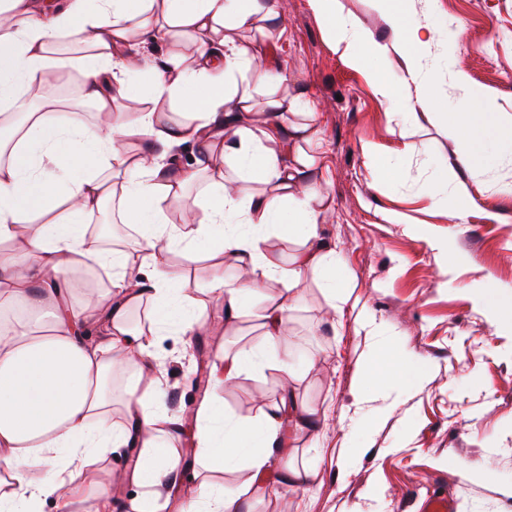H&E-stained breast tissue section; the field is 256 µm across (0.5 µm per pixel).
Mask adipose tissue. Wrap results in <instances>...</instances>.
Masks as SVG:
<instances>
[{
  "label": "adipose tissue",
  "instance_id": "obj_1",
  "mask_svg": "<svg viewBox=\"0 0 512 512\" xmlns=\"http://www.w3.org/2000/svg\"><path fill=\"white\" fill-rule=\"evenodd\" d=\"M312 2L349 61L396 51L405 81L425 85L408 48L429 34L409 26L405 0H380L393 33L388 44L357 31L337 0ZM238 30L254 32V41L236 40ZM179 34L195 44L190 57L171 54L150 64L128 51L132 42L166 44ZM283 34L274 0H62L54 7L0 0V142L11 145L10 159L0 163V308L26 310L0 330V512H41L49 499L68 512L79 490L67 472L95 467L127 446L138 448V464L117 478L146 491L128 500L124 512H164V490L175 486L179 468L163 441L184 422L158 407L163 388L149 348L170 326L192 333L205 324L202 301L167 269L169 249L182 247L190 259H229L240 280L227 285L216 271L209 292L223 298L227 320L256 317L272 340L287 338L307 280L332 294L347 288L336 249L320 231L331 200L314 179L321 164L313 149L314 104L305 92L286 91L282 69L260 64L266 43ZM67 36L88 47L79 58L82 93L103 122L87 123L77 112L52 122L27 107L32 89L52 84ZM251 68L259 75L256 90L239 88L238 74ZM118 95L164 102L184 117L146 110L131 123L112 109ZM488 99L487 92H472L465 111L448 113L435 111L426 95L395 100L410 119L427 121L454 142L425 194L436 205L450 198L458 224L474 205L460 169L492 160L479 147L481 134L494 135L499 153H512V113L492 109ZM133 135L144 140L134 154L126 146ZM202 172L205 189L188 197L186 186ZM252 180L263 190H243ZM109 196L138 234L135 253L102 247L87 234ZM172 205L204 216L168 224ZM240 224L287 233L299 250L288 258L268 251L262 237L240 235ZM90 268L106 270L109 287L99 309L86 314L57 283ZM473 292L497 331L512 333V294L488 277ZM142 303L146 322L131 326L127 311ZM118 348L124 357L109 360ZM119 364L131 369L135 383L125 418L116 423L110 379ZM318 424L313 410L287 395L257 421L232 423L223 439L198 434L197 454L217 466L244 458L259 476L283 451L285 435ZM47 464L54 473L35 477Z\"/></svg>",
  "mask_w": 512,
  "mask_h": 512
}]
</instances>
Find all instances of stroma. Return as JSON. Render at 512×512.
Instances as JSON below:
<instances>
[{"label":"stroma","instance_id":"obj_1","mask_svg":"<svg viewBox=\"0 0 512 512\" xmlns=\"http://www.w3.org/2000/svg\"><path fill=\"white\" fill-rule=\"evenodd\" d=\"M277 4L285 32L269 58L316 105L323 138L319 181L331 198L325 233L353 280L344 318L334 326L320 284L307 282L287 341L273 348L299 372L294 394L317 412V432L290 442L264 479L253 480L241 464L208 478L246 489L242 512H420L435 491L453 496L454 512H512V335L485 320L468 289L485 276L512 288V160L460 171L475 206L465 223H451L423 190L452 141L430 125L401 139L402 119L370 75L378 70L399 96L417 97L416 86L402 81L401 57L390 54L370 69L353 64L335 51L310 0ZM340 4L357 28L391 41L375 0ZM406 9L412 26L443 31L418 50L422 70L434 78L440 111L462 106L470 90L482 89L497 110L512 113V0H408ZM459 73L465 83L456 81ZM369 140L400 170L377 188L361 153ZM387 211L401 214L403 223L386 222ZM94 222L102 245L135 249L138 236L121 224L111 201H103ZM432 236L448 239L464 256L456 275L443 273L427 244ZM219 267L225 279L238 278L231 261L190 260L177 250L169 255L170 270L191 288H203ZM203 316L206 332L188 336L174 326L154 342L164 389L160 408L177 416L209 398L223 404L228 420L256 418L280 399L281 372L246 368L218 388L196 387L195 380L200 361L218 364L224 351L264 344L262 328L247 317L225 321L222 300L210 296ZM361 316L392 334L409 357L412 374L400 391L362 383L358 366L381 339L358 325ZM131 465V449L120 448L95 471H74V483L122 502L142 492L131 483L113 486L115 470ZM303 466L318 473L307 489L280 483V470ZM482 466L487 477L460 473Z\"/></svg>","mask_w":512,"mask_h":512}]
</instances>
